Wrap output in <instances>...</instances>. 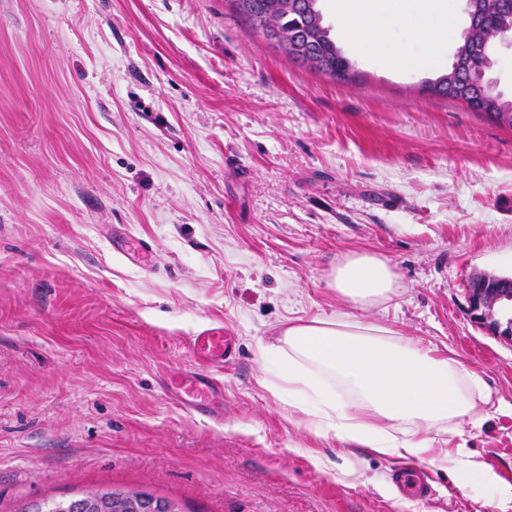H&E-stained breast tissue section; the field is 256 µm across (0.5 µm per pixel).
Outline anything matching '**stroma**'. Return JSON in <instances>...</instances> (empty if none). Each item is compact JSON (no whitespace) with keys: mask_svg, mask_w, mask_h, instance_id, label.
Returning <instances> with one entry per match:
<instances>
[{"mask_svg":"<svg viewBox=\"0 0 512 512\" xmlns=\"http://www.w3.org/2000/svg\"><path fill=\"white\" fill-rule=\"evenodd\" d=\"M447 4L433 53L401 22L348 35L319 0L344 82L229 0H0V512L131 487L184 512H512V341L469 293L512 276V128L425 92L467 25ZM362 250L403 293L359 318L490 395L433 442L429 499L393 485L403 458L319 437L261 362L277 326L343 311L327 275ZM212 328L236 349L209 417L171 380ZM458 447L496 483L449 471Z\"/></svg>","mask_w":512,"mask_h":512,"instance_id":"stroma-1","label":"stroma"}]
</instances>
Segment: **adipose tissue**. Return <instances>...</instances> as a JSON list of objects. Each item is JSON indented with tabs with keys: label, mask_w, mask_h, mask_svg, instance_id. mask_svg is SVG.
Returning <instances> with one entry per match:
<instances>
[{
	"label": "adipose tissue",
	"mask_w": 512,
	"mask_h": 512,
	"mask_svg": "<svg viewBox=\"0 0 512 512\" xmlns=\"http://www.w3.org/2000/svg\"><path fill=\"white\" fill-rule=\"evenodd\" d=\"M415 2L412 14L395 0H336L335 9L341 20L356 13L362 37L378 38L400 19L429 50H440L442 29L454 25L446 0ZM328 285L360 310L388 307L402 293L390 261L367 251L347 253ZM261 355L284 384L289 407L311 417L321 437L384 456L424 458L435 437L455 436L488 400L482 379L460 359L346 313L289 321Z\"/></svg>",
	"instance_id": "obj_1"
}]
</instances>
